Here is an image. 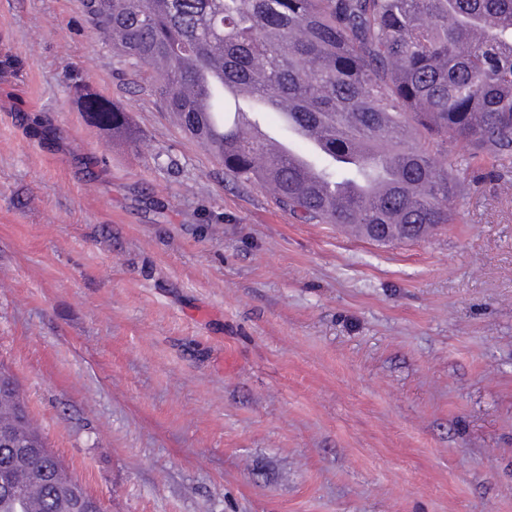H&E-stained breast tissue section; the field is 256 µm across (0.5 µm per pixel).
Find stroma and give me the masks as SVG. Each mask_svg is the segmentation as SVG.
<instances>
[{
    "label": "stroma",
    "mask_w": 512,
    "mask_h": 512,
    "mask_svg": "<svg viewBox=\"0 0 512 512\" xmlns=\"http://www.w3.org/2000/svg\"><path fill=\"white\" fill-rule=\"evenodd\" d=\"M7 54L0 364L108 512H512V175L380 246L225 173L77 0H0ZM77 96L83 112L89 116L91 121L101 129L112 133V140L115 139L131 147L140 144L139 132L131 125L125 112L115 107L100 96L79 89ZM112 118V128L108 123Z\"/></svg>",
    "instance_id": "1"
}]
</instances>
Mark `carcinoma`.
Wrapping results in <instances>:
<instances>
[{
  "instance_id": "carcinoma-1",
  "label": "carcinoma",
  "mask_w": 512,
  "mask_h": 512,
  "mask_svg": "<svg viewBox=\"0 0 512 512\" xmlns=\"http://www.w3.org/2000/svg\"><path fill=\"white\" fill-rule=\"evenodd\" d=\"M184 131L299 224H353L376 243L451 224L474 163L512 159V0H80ZM131 147L125 112L77 91ZM269 112L311 150L303 164L252 135ZM467 147L459 155L456 146ZM0 512H72L87 487L48 448L21 392H0Z\"/></svg>"
}]
</instances>
